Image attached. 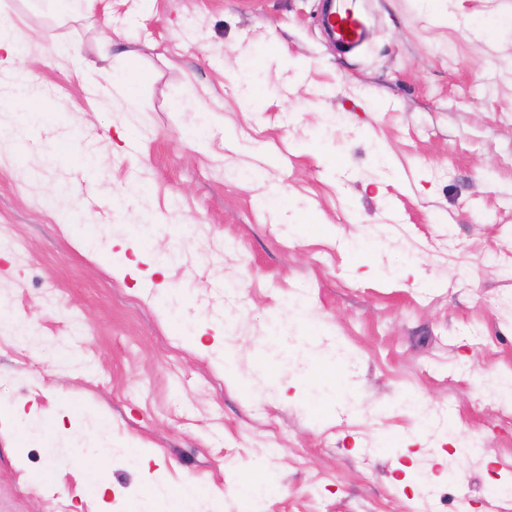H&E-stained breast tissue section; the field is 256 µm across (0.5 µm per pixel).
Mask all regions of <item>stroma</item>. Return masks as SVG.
<instances>
[{
    "label": "stroma",
    "mask_w": 512,
    "mask_h": 512,
    "mask_svg": "<svg viewBox=\"0 0 512 512\" xmlns=\"http://www.w3.org/2000/svg\"><path fill=\"white\" fill-rule=\"evenodd\" d=\"M322 5L72 0L69 18L0 0L29 37L0 65V109L25 67L44 115L0 143V239L18 245L0 303L26 328L0 332V512H98L84 472L102 448L112 512L147 493L164 512L190 480L196 512H491L512 491V0H356V54ZM103 38L148 75L134 103L103 92ZM129 242L169 254L166 274L113 275ZM302 312L336 351L334 395L310 363L255 365ZM21 411L81 454L49 456Z\"/></svg>",
    "instance_id": "obj_1"
}]
</instances>
